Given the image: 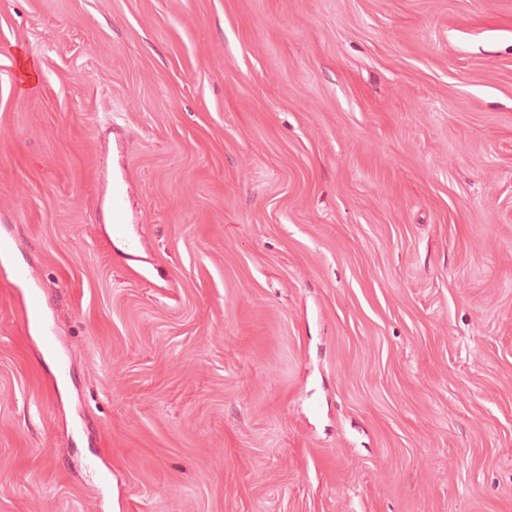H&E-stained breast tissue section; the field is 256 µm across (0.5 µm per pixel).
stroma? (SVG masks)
<instances>
[{
	"label": "stroma",
	"instance_id": "stroma-1",
	"mask_svg": "<svg viewBox=\"0 0 512 512\" xmlns=\"http://www.w3.org/2000/svg\"><path fill=\"white\" fill-rule=\"evenodd\" d=\"M1 243L0 512H512V0H0Z\"/></svg>",
	"mask_w": 512,
	"mask_h": 512
}]
</instances>
